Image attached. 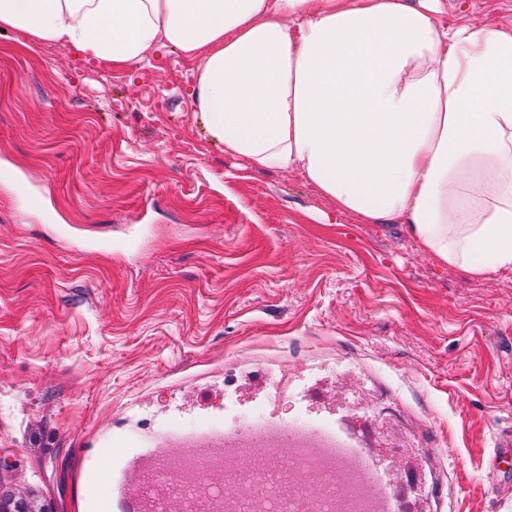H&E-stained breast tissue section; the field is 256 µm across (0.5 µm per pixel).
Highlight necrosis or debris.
Returning a JSON list of instances; mask_svg holds the SVG:
<instances>
[{
	"instance_id": "1",
	"label": "necrosis or debris",
	"mask_w": 512,
	"mask_h": 512,
	"mask_svg": "<svg viewBox=\"0 0 512 512\" xmlns=\"http://www.w3.org/2000/svg\"><path fill=\"white\" fill-rule=\"evenodd\" d=\"M216 375L224 381L222 418L159 427L141 419L138 457L150 440L222 441L217 452L169 458L174 480L164 494L139 488L141 512H167L171 495L181 512H412L405 491L422 473L377 451L388 415L377 394L346 399L330 420L287 409L297 393L295 370L284 363L232 359Z\"/></svg>"
}]
</instances>
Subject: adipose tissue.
<instances>
[{"label": "adipose tissue", "instance_id": "1", "mask_svg": "<svg viewBox=\"0 0 512 512\" xmlns=\"http://www.w3.org/2000/svg\"><path fill=\"white\" fill-rule=\"evenodd\" d=\"M443 0H0V27L129 66L174 46L210 138L407 224L442 264L512 269V27Z\"/></svg>", "mask_w": 512, "mask_h": 512}]
</instances>
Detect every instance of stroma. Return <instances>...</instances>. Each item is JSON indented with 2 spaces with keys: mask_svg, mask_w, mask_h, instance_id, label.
I'll list each match as a JSON object with an SVG mask.
<instances>
[{
  "mask_svg": "<svg viewBox=\"0 0 512 512\" xmlns=\"http://www.w3.org/2000/svg\"><path fill=\"white\" fill-rule=\"evenodd\" d=\"M445 25L512 22V0H447ZM178 49L86 62L0 31V486L82 512L112 417L219 400L233 356H351L400 413L424 512H512L491 467L512 436V271L439 263L405 225L339 211L299 170L212 141ZM40 207L22 209L24 194ZM133 249H124V242Z\"/></svg>",
  "mask_w": 512,
  "mask_h": 512,
  "instance_id": "stroma-1",
  "label": "stroma"
}]
</instances>
